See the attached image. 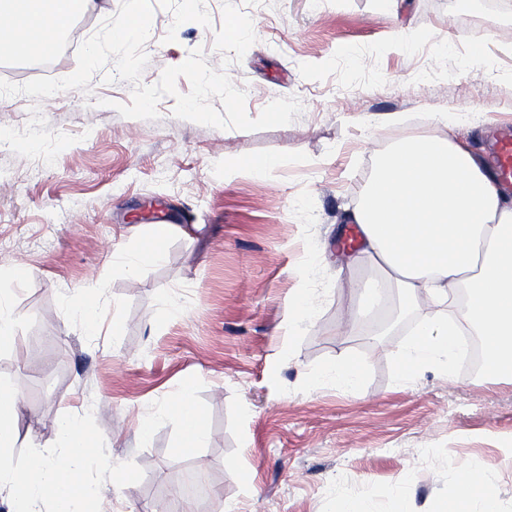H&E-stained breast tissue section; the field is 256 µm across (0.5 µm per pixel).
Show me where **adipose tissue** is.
Here are the masks:
<instances>
[{
  "instance_id": "ef3b65f1",
  "label": "adipose tissue",
  "mask_w": 512,
  "mask_h": 512,
  "mask_svg": "<svg viewBox=\"0 0 512 512\" xmlns=\"http://www.w3.org/2000/svg\"><path fill=\"white\" fill-rule=\"evenodd\" d=\"M95 0H0V54L33 57L55 49ZM365 253L389 278L433 302L450 289L469 296L465 318L438 313L418 323L399 361L407 382L427 365L452 370L460 322L476 326L491 379L512 381V197L499 189L484 162L449 137L399 142L377 162L363 204L350 216ZM161 416H177L180 449L202 447L208 432L188 395L170 401Z\"/></svg>"
}]
</instances>
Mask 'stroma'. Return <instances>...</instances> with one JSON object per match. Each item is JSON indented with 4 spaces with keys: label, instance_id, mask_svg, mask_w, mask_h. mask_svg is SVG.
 <instances>
[{
    "label": "stroma",
    "instance_id": "obj_1",
    "mask_svg": "<svg viewBox=\"0 0 512 512\" xmlns=\"http://www.w3.org/2000/svg\"><path fill=\"white\" fill-rule=\"evenodd\" d=\"M151 3L141 84L199 48L249 117L279 98L302 110L219 129L176 117L166 95L156 119L126 118L116 106L133 86L107 82L110 63L85 91L0 96V295L17 318L0 374L21 388L16 448H47L62 414L92 413L110 460L144 471L104 483L102 512H151L162 495L174 512H336L345 497L361 512H432L485 478L512 512V382L429 365L399 383L413 325L438 306L370 258L346 261L379 156L443 133L481 154L512 123V0H398L394 14L381 0ZM235 21L245 42L225 37ZM395 112L402 122L385 123ZM228 158L275 165L228 178ZM165 206L184 212L180 232L128 272L122 255ZM89 286L93 334L71 307ZM300 294L311 316L292 331ZM345 362L366 367L351 391L329 374ZM182 391L209 430L188 454L178 420L153 418ZM185 471L210 495L177 500Z\"/></svg>",
    "mask_w": 512,
    "mask_h": 512
}]
</instances>
